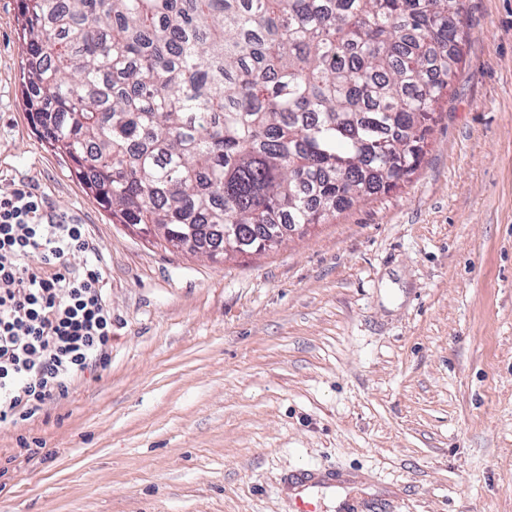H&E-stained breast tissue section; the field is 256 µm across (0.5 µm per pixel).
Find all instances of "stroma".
I'll list each match as a JSON object with an SVG mask.
<instances>
[{"label": "stroma", "mask_w": 512, "mask_h": 512, "mask_svg": "<svg viewBox=\"0 0 512 512\" xmlns=\"http://www.w3.org/2000/svg\"><path fill=\"white\" fill-rule=\"evenodd\" d=\"M0 0V194L86 224L112 353L0 425V512H292L290 472L372 512H512V0H464L418 170L261 254L113 223L35 134ZM40 441L27 454L21 441Z\"/></svg>", "instance_id": "stroma-1"}]
</instances>
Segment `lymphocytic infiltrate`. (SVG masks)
I'll list each match as a JSON object with an SVG mask.
<instances>
[{"mask_svg": "<svg viewBox=\"0 0 512 512\" xmlns=\"http://www.w3.org/2000/svg\"><path fill=\"white\" fill-rule=\"evenodd\" d=\"M92 251L86 226L51 221L41 196L24 188L0 195L1 425L37 417L108 361L112 307L103 272L69 264Z\"/></svg>", "mask_w": 512, "mask_h": 512, "instance_id": "lymphocytic-infiltrate-1", "label": "lymphocytic infiltrate"}]
</instances>
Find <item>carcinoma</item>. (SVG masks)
Instances as JSON below:
<instances>
[{"mask_svg": "<svg viewBox=\"0 0 512 512\" xmlns=\"http://www.w3.org/2000/svg\"><path fill=\"white\" fill-rule=\"evenodd\" d=\"M462 0H23L39 138L121 224L238 252L389 192L458 76Z\"/></svg>", "mask_w": 512, "mask_h": 512, "instance_id": "obj_1", "label": "carcinoma"}]
</instances>
